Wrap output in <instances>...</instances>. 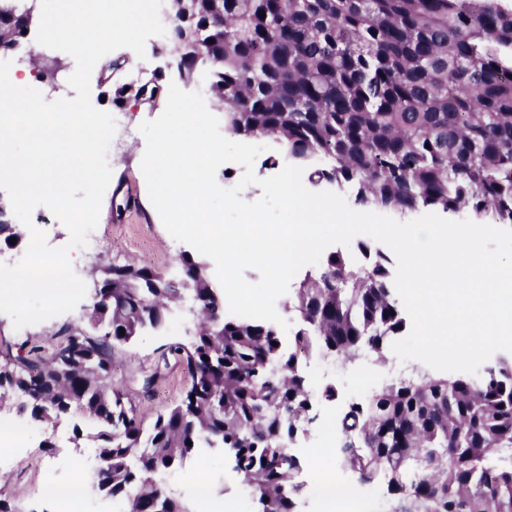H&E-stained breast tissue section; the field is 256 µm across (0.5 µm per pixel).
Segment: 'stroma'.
<instances>
[{"instance_id": "stroma-1", "label": "stroma", "mask_w": 512, "mask_h": 512, "mask_svg": "<svg viewBox=\"0 0 512 512\" xmlns=\"http://www.w3.org/2000/svg\"><path fill=\"white\" fill-rule=\"evenodd\" d=\"M110 96L99 75H92L93 105L111 113L121 112L123 124L117 128L109 148L112 179L103 196L98 220L100 246L90 253L74 252L69 260L77 264L78 275L84 280L88 279L92 264L113 259L176 271L179 253L170 247L171 236L148 198L140 168L145 140L138 126L142 121L159 117L161 111L132 100L118 107ZM117 193L124 197L134 196L138 202L137 210H127L122 216H114L110 204ZM84 310V305L80 304L71 312L26 326L20 331L14 328L7 314L0 313V357L16 353L18 343L26 339L47 343L51 333L63 322H80ZM191 327L188 313L177 309L168 315L160 332L141 336L131 344L116 348L113 353L112 380L135 400L144 424H151L159 412L177 401L191 380L188 371L176 365L170 367L165 378L146 395L138 384L140 372L154 362L167 344L189 342ZM418 367V362H402L394 356L384 364L370 358L356 366L338 360L314 358L309 361L307 372L313 389L332 383L339 388L343 399L351 400L366 398L399 373L408 374ZM339 412L337 404L321 405L310 437L302 441L297 450L305 462L300 481L309 484L319 475L339 472L340 465L331 453L336 445V417ZM93 430L90 420L78 416L48 426L35 424L26 445L0 464V497L9 498L14 512H58L56 499L47 496L44 487L75 474L86 481L91 479L99 467L98 461L86 463L77 471L72 470L70 463L82 448L88 447L87 435ZM199 481L211 484L215 499H232L236 512H254L248 489L242 485L223 451L198 449L164 479L165 485L187 503L190 512H210L193 492L195 483Z\"/></svg>"}]
</instances>
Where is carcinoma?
<instances>
[{"instance_id": "carcinoma-1", "label": "carcinoma", "mask_w": 512, "mask_h": 512, "mask_svg": "<svg viewBox=\"0 0 512 512\" xmlns=\"http://www.w3.org/2000/svg\"><path fill=\"white\" fill-rule=\"evenodd\" d=\"M38 0H0V55L18 50ZM205 31L204 56H175L185 83L220 94L224 128L266 137L309 167V180L347 184L354 202L399 214L469 209L512 224V8L503 0H169L168 31ZM122 105L147 93L166 105L156 73L125 82V61L101 68ZM21 238L0 202V244ZM334 252L294 288L288 348L267 322L224 315L204 263L180 254L182 275L136 263L91 272L93 321L68 323L49 347L25 340L0 364V398L19 394L33 420L72 413L93 423L102 470L91 487L127 512H190L158 480L196 448H221L251 489L256 512H298L305 493L291 451L316 420L298 358L386 360L405 319L386 258ZM187 301L190 343L170 344L141 370L143 392L170 362L191 387L144 428L112 383V355L159 331ZM124 334H119V331ZM208 360H203V357ZM340 465L383 489L389 512H512V356L477 378L415 372L349 402L337 418Z\"/></svg>"}]
</instances>
